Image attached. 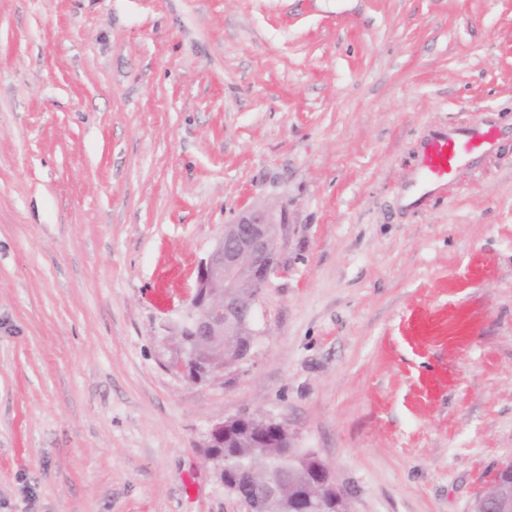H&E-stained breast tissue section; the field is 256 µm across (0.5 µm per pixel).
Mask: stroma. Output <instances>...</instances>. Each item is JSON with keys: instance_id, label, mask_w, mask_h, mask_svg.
Listing matches in <instances>:
<instances>
[{"instance_id": "1", "label": "stroma", "mask_w": 512, "mask_h": 512, "mask_svg": "<svg viewBox=\"0 0 512 512\" xmlns=\"http://www.w3.org/2000/svg\"><path fill=\"white\" fill-rule=\"evenodd\" d=\"M252 204L288 273L189 381L197 266ZM254 413L352 512H473L512 463V0H0V512H245L204 445ZM484 142L473 138H443L428 145L422 157V179L425 187H439L448 180L454 168L473 151L482 148Z\"/></svg>"}]
</instances>
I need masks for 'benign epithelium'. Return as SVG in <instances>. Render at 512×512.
<instances>
[{"mask_svg":"<svg viewBox=\"0 0 512 512\" xmlns=\"http://www.w3.org/2000/svg\"><path fill=\"white\" fill-rule=\"evenodd\" d=\"M286 224L284 207H248L233 223L224 225L223 237L199 264L181 335L206 338L208 347L193 351L190 363L207 376L235 365L248 354L255 336V303L271 279L282 273L277 244ZM243 435L252 438L256 447L276 452L292 448L293 435L287 423L251 414L216 424L206 442L208 448L223 449L212 453L210 462L224 472L221 482L247 506V512H271L286 496L280 480L255 468L243 470V482L235 480L239 466L233 463L230 445ZM309 459L313 465L295 499L313 512H351L347 493L336 485L328 464L313 452L299 462L303 465ZM489 487L491 494L478 500L476 512H512V463L493 472Z\"/></svg>","mask_w":512,"mask_h":512,"instance_id":"benign-epithelium-1","label":"benign epithelium"}]
</instances>
